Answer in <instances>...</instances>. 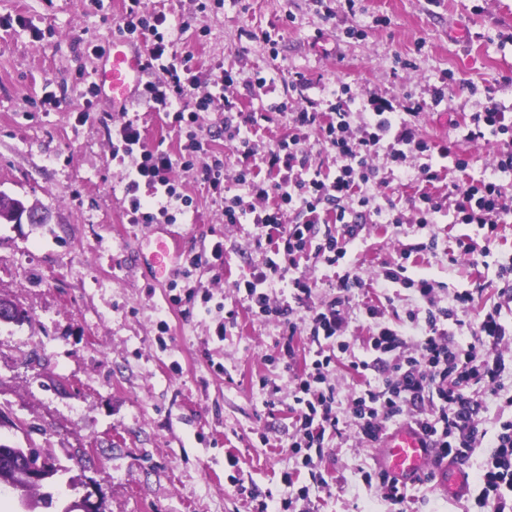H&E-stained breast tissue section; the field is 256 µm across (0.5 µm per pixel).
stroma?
I'll list each match as a JSON object with an SVG mask.
<instances>
[{
	"instance_id": "obj_1",
	"label": "stroma",
	"mask_w": 512,
	"mask_h": 512,
	"mask_svg": "<svg viewBox=\"0 0 512 512\" xmlns=\"http://www.w3.org/2000/svg\"><path fill=\"white\" fill-rule=\"evenodd\" d=\"M142 3L165 16L161 31L178 55L190 56L199 90L221 72L233 76L227 94L243 115H258L254 141L262 152L287 134L299 81L319 111L346 102L355 128L365 119L360 97L426 100L411 124L436 146L447 143L452 122L489 103L512 113V0H356L350 13L338 0ZM124 5L0 0V192L48 215L43 224L0 223V297L26 313L0 324V442L42 448L57 466L42 486L53 504L39 512H65L88 491L102 512H258L260 502H279L296 486L308 487L310 512H390L362 481L378 467V448L360 443L351 423L328 445L325 484L291 455L292 379L274 360L286 326L252 316L235 288L265 254L256 225L224 221V197L242 191L238 158L224 140V102L186 129L143 96L119 113L77 88L78 77L93 78L98 48L117 36ZM443 81L446 97L430 105ZM281 101L287 111L267 112ZM126 118L147 145L173 152L192 130L224 155L220 195L200 165L178 161L172 171L191 199L167 227L180 233L183 254L224 242L223 259L193 273L212 296L209 306L171 304L172 276L142 262L167 228L129 223L122 207L134 160L113 159L109 133ZM374 165V208L360 238L338 263L313 259L307 267L320 301L336 296L338 275L363 280L349 305L351 353L361 354L373 325L363 304L400 261L408 277L434 284L444 306L482 288L468 320L497 304L512 329V302L499 294L512 285V223L491 233L448 213L418 227L420 194L444 193L445 181L418 180L415 159L399 168L382 152ZM461 235L482 253L450 258L448 240ZM226 307L236 309L237 322L221 337ZM287 471L294 486L281 480ZM434 487L427 477L409 485L404 512H478L473 495L445 499Z\"/></svg>"
}]
</instances>
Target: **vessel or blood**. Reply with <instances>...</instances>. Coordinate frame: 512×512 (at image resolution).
Listing matches in <instances>:
<instances>
[{
    "mask_svg": "<svg viewBox=\"0 0 512 512\" xmlns=\"http://www.w3.org/2000/svg\"><path fill=\"white\" fill-rule=\"evenodd\" d=\"M143 72L144 57L140 45L124 38L113 39L98 59L97 93L111 111H125L139 88ZM181 251L179 239H161L148 262L159 272L167 264L175 263ZM378 457L382 469L404 484L412 483L422 472L432 469L438 476L437 488L442 494L458 495L470 487L469 477L462 467L452 468L447 462L438 461L427 439L407 425L398 427L385 437Z\"/></svg>",
    "mask_w": 512,
    "mask_h": 512,
    "instance_id": "obj_1",
    "label": "vessel or blood"
}]
</instances>
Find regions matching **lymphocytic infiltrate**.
Returning a JSON list of instances; mask_svg holds the SVG:
<instances>
[{"instance_id":"f902f5d3","label":"lymphocytic infiltrate","mask_w":512,"mask_h":512,"mask_svg":"<svg viewBox=\"0 0 512 512\" xmlns=\"http://www.w3.org/2000/svg\"><path fill=\"white\" fill-rule=\"evenodd\" d=\"M140 4L141 0H128L125 21L118 32L130 38H152L147 66L160 70L165 79L147 83L146 97L157 109L172 114L175 122L196 123L214 96L195 95L193 82L187 77L188 57L178 56L166 41L160 31L163 17L143 13ZM444 95L445 88L440 85L428 102L409 99L395 106L370 97L371 118L357 132L352 130L350 114L341 103L331 104L326 114L303 107L292 113L291 133L261 156L253 140L241 133V112L232 100H225L224 137L238 156L236 181L246 193L225 198L224 221L236 224L241 217L252 216L265 235L271 256L239 290L255 317L279 318L287 326L280 354L294 381L290 407L295 415L294 446L304 450L305 464L324 457V440L331 434L340 435L341 417L353 421L363 443L379 441L387 422L400 418L429 441L438 459L462 464L478 449H489L475 503L492 512H512V502L506 498L507 492H512V420L500 422L492 434L483 426L486 396H499L504 388L502 348L512 342L498 308H491L477 322H465L462 315L474 302L472 292L456 294L453 304L443 307L433 284L425 279L416 284L425 312H407L404 327L382 321L381 306L365 305L366 317L375 320L377 326L366 340L364 356H349L346 362L360 384L343 397L332 375L341 354L349 349L344 339L347 294L362 287L363 282L358 276L343 274L336 282L339 297L317 302L313 299L315 284L309 277L289 275L290 270L298 269L308 244H315L316 255L331 264L345 256L347 245L355 242L364 228L363 210L372 200L375 178L373 158L384 144L390 149L392 162L399 165L413 156L425 158L433 152L408 119L424 111L427 103H440ZM312 129L319 130L324 143L336 153L335 177L325 176L321 164L313 162L301 148L302 132ZM455 129L471 142L503 136L496 172L475 184L464 181L461 174L468 169L469 160L456 154L453 145L440 146L435 152L452 160L458 176L449 180L447 194H421L417 222L422 227L436 223L451 201L458 223L496 230L512 218V198L496 178L497 173L512 171V115L493 104L468 122L456 124ZM112 154L138 158L123 197V206L134 224L152 223L158 214L164 215L167 223H174L172 206L188 204V196L178 192L170 177L174 157L202 159L203 178L213 189H221L224 182L223 158L214 155L208 143L195 135L180 144L174 156L161 147H147L140 130L129 120L113 128ZM143 185L151 188L150 198L139 196ZM287 205L302 213L301 222L284 223L283 208ZM326 218L339 224V235H319L318 226ZM285 277L292 288L291 302H272L266 282ZM302 325L308 330L311 349L308 361L298 371L294 368L293 341ZM454 327L467 329L469 341L463 343L451 336ZM373 372L380 374L379 382H371Z\"/></svg>"}]
</instances>
